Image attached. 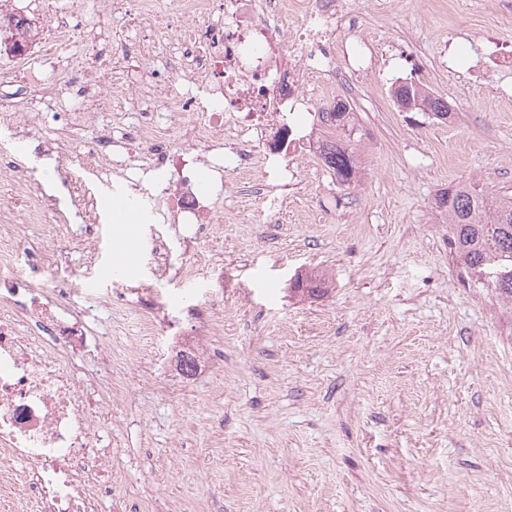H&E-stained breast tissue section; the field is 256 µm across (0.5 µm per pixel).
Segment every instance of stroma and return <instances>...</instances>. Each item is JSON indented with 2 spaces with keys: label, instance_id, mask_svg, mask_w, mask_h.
Returning <instances> with one entry per match:
<instances>
[{
  "label": "stroma",
  "instance_id": "35a3bbf8",
  "mask_svg": "<svg viewBox=\"0 0 512 512\" xmlns=\"http://www.w3.org/2000/svg\"><path fill=\"white\" fill-rule=\"evenodd\" d=\"M336 37L380 46L368 71L336 79L357 126L356 187L307 150L280 224L251 223L253 197L232 195L193 248L143 210L130 248L110 195L95 256L48 224L17 262L57 256L78 307L121 281L157 282L154 313L181 331L139 338L130 291L121 334L100 341L134 348L96 410L122 454L112 489L127 512H512V303L460 279L433 207L466 179L512 195V95L497 92L512 70L473 69L463 53H512V0H363L356 30ZM111 40L140 67L165 63L150 26ZM410 81L447 101V121L394 104ZM160 238L175 258L223 267L219 335L187 312L211 294L209 275L156 281ZM306 273L329 278L328 296L290 293ZM182 350L197 363L188 375Z\"/></svg>",
  "mask_w": 512,
  "mask_h": 512
}]
</instances>
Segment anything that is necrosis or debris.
Instances as JSON below:
<instances>
[{
  "mask_svg": "<svg viewBox=\"0 0 512 512\" xmlns=\"http://www.w3.org/2000/svg\"><path fill=\"white\" fill-rule=\"evenodd\" d=\"M133 3L130 12L113 9L110 28L134 15L170 19L169 53L161 71L131 70L126 88L142 106L121 128L99 130L95 143L83 133L105 105L112 61L91 69L61 48L69 15L48 18L50 50L31 66L28 85L17 84L13 61L0 63V128L26 142L33 133L21 123L23 112H53L61 120L59 135L37 142L33 154L5 158L24 209L0 206V267L15 265L43 224L74 225L75 237L92 245L98 195L123 186L164 205L191 243L202 225L223 219L231 189L254 196L252 223H281L284 196L298 178L288 156L302 153L316 133L297 120L308 109V86L328 91L335 69L355 71L372 51L333 36L338 27L355 29L359 0ZM216 12L223 25L209 24ZM290 15L303 16L306 27L286 43L281 24ZM185 78L193 90H177ZM79 83L81 101L70 100ZM154 102L159 110H151ZM108 147L113 155H105ZM69 157L75 163L65 183L78 198L74 209L49 190L51 172ZM201 158L213 172L205 191L187 168ZM64 294L47 270L0 280V512H98L100 496L112 492L104 478L111 451L91 413L112 398V364L87 373L72 363L70 352L95 343L97 331L87 311L61 304Z\"/></svg>",
  "mask_w": 512,
  "mask_h": 512,
  "instance_id": "obj_1",
  "label": "necrosis or debris"
}]
</instances>
